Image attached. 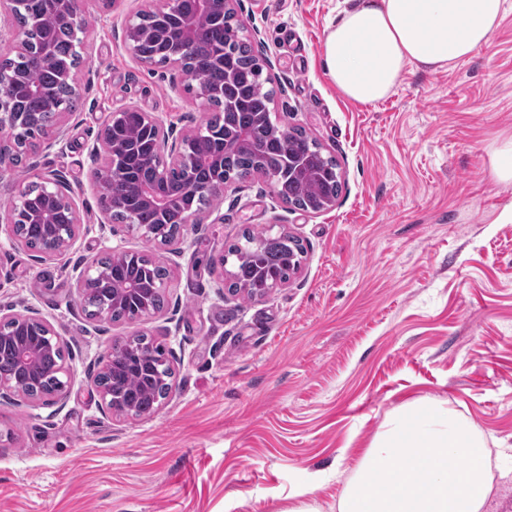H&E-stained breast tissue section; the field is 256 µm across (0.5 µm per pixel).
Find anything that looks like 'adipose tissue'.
<instances>
[{"label":"adipose tissue","mask_w":512,"mask_h":512,"mask_svg":"<svg viewBox=\"0 0 512 512\" xmlns=\"http://www.w3.org/2000/svg\"><path fill=\"white\" fill-rule=\"evenodd\" d=\"M506 0H356L330 24L323 66L349 100L390 97L406 67L436 72L491 44ZM484 434L456 411L412 403L387 422L345 481L337 512H487Z\"/></svg>","instance_id":"1"}]
</instances>
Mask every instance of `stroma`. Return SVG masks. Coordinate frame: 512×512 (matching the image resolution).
Segmentation results:
<instances>
[{
    "mask_svg": "<svg viewBox=\"0 0 512 512\" xmlns=\"http://www.w3.org/2000/svg\"><path fill=\"white\" fill-rule=\"evenodd\" d=\"M149 5L82 0L65 136L0 166L2 202L62 172L81 224L67 251L38 261L0 220V313L46 318L74 374L64 404L0 399V512H288L309 475L352 469L418 400L512 448V184L493 174L512 136V0L489 47L446 70L407 68L375 105L346 99L322 65L346 0H234L273 116L336 159L342 189L313 211L264 176L229 183L177 250L112 224L95 188L104 163L92 149L111 113H151L176 136L208 115L177 67L125 45ZM247 229L297 237L302 269L261 297L219 296L218 260ZM122 250L167 269L166 303L134 322L89 319L76 278ZM139 334L164 347L174 384L153 413L118 420L92 380L106 351Z\"/></svg>",
    "mask_w": 512,
    "mask_h": 512,
    "instance_id": "stroma-1",
    "label": "stroma"
}]
</instances>
